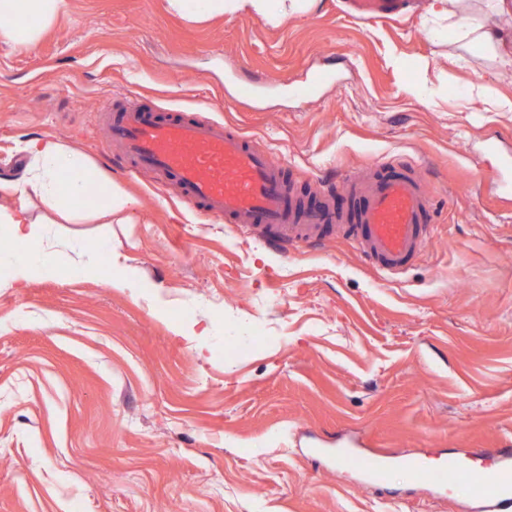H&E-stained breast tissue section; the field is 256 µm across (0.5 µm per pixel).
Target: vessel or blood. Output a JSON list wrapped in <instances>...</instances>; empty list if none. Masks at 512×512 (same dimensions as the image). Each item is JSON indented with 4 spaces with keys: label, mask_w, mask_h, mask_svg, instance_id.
Returning a JSON list of instances; mask_svg holds the SVG:
<instances>
[{
    "label": "vessel or blood",
    "mask_w": 512,
    "mask_h": 512,
    "mask_svg": "<svg viewBox=\"0 0 512 512\" xmlns=\"http://www.w3.org/2000/svg\"><path fill=\"white\" fill-rule=\"evenodd\" d=\"M405 3L347 0L351 14L365 19L399 15ZM101 117L113 150L131 167L156 172L196 210L241 225L281 251L320 243L335 232L351 240L373 267L394 276L427 246L434 202L413 171H391L390 161L375 160L348 175L352 208L335 209L328 191L320 205L309 207L289 187L283 164L224 123L119 102L105 106ZM473 455L490 459L491 470L476 477L465 459L438 468L418 461L413 476L442 491L453 488L459 476H473L472 494L483 512H512V448H477ZM356 463L370 482L382 483L387 475L386 457L362 456Z\"/></svg>",
    "instance_id": "b4317fda"
}]
</instances>
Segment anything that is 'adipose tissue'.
I'll use <instances>...</instances> for the list:
<instances>
[{"label":"adipose tissue","instance_id":"ef3b65f1","mask_svg":"<svg viewBox=\"0 0 512 512\" xmlns=\"http://www.w3.org/2000/svg\"><path fill=\"white\" fill-rule=\"evenodd\" d=\"M317 0H168L170 8L188 19L200 21L215 14L257 16L270 23L310 11ZM66 0H0V17L20 19L21 25L0 31V39L25 47L36 42L64 9ZM426 13L447 21L461 39H470L493 54L498 64L512 68V32L503 31L472 16L469 0H428ZM18 149L27 163L20 172L0 176V197H11V205L0 204V228L12 240L27 244L15 254L13 287L52 275L57 256L45 248L52 215L77 214L89 182L101 185L102 206L98 218L110 224L132 223L139 200L119 185L103 178L86 157L67 145L47 137L22 140ZM40 212H33V204Z\"/></svg>","mask_w":512,"mask_h":512}]
</instances>
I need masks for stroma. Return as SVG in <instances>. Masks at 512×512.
Masks as SVG:
<instances>
[{
    "label": "stroma",
    "mask_w": 512,
    "mask_h": 512,
    "mask_svg": "<svg viewBox=\"0 0 512 512\" xmlns=\"http://www.w3.org/2000/svg\"><path fill=\"white\" fill-rule=\"evenodd\" d=\"M335 80L311 97V72ZM269 84L236 96L253 73ZM133 94L237 128L305 203L375 158L411 165L435 203L425 254L388 277L337 235L283 254L110 160L99 113ZM512 71L419 9L362 20L342 0L274 26L194 22L167 0H68L27 47L0 42V175L51 137L140 197L135 224L50 225L61 269L8 285L0 262V512H479L390 471L364 483L340 448L395 459L512 442ZM206 327L204 352L176 329ZM264 335L252 336L253 326Z\"/></svg>",
    "instance_id": "1"
}]
</instances>
